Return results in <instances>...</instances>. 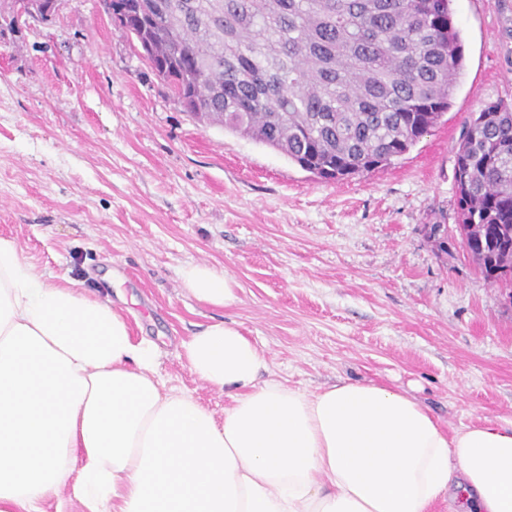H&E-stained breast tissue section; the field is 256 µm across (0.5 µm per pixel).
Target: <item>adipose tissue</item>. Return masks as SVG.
<instances>
[{
    "label": "adipose tissue",
    "mask_w": 512,
    "mask_h": 512,
    "mask_svg": "<svg viewBox=\"0 0 512 512\" xmlns=\"http://www.w3.org/2000/svg\"><path fill=\"white\" fill-rule=\"evenodd\" d=\"M178 276L201 303L237 300L227 272ZM159 356L110 295L51 279L0 237V512L65 492L83 512H512V422L451 435L384 383L284 384L225 321L179 353L229 398L219 418L165 387Z\"/></svg>",
    "instance_id": "ef3b65f1"
}]
</instances>
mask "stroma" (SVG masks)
Instances as JSON below:
<instances>
[{
  "instance_id": "35a3bbf8",
  "label": "stroma",
  "mask_w": 512,
  "mask_h": 512,
  "mask_svg": "<svg viewBox=\"0 0 512 512\" xmlns=\"http://www.w3.org/2000/svg\"><path fill=\"white\" fill-rule=\"evenodd\" d=\"M465 68L451 109L390 166L325 182L273 149L193 119L103 0L0 29V237L47 272L110 290L157 376L222 413L177 350L239 325L276 378L373 380L448 432L512 420V294L456 231L455 152L488 103H512V0H454ZM449 227L448 250L427 234ZM231 274L237 301L198 302L178 270Z\"/></svg>"
}]
</instances>
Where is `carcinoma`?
<instances>
[{"label":"carcinoma","mask_w":512,"mask_h":512,"mask_svg":"<svg viewBox=\"0 0 512 512\" xmlns=\"http://www.w3.org/2000/svg\"><path fill=\"white\" fill-rule=\"evenodd\" d=\"M194 118L322 179L390 164L450 110L464 71L453 0H103ZM459 225L487 280L512 271V104L455 153Z\"/></svg>","instance_id":"cac0c4a2"}]
</instances>
